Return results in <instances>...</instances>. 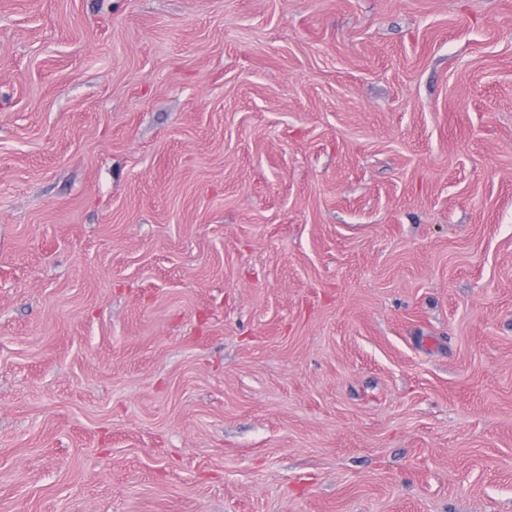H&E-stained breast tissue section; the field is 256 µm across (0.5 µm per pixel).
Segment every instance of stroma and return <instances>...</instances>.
Wrapping results in <instances>:
<instances>
[{
    "label": "stroma",
    "instance_id": "obj_1",
    "mask_svg": "<svg viewBox=\"0 0 512 512\" xmlns=\"http://www.w3.org/2000/svg\"><path fill=\"white\" fill-rule=\"evenodd\" d=\"M0 512H512V0H0Z\"/></svg>",
    "mask_w": 512,
    "mask_h": 512
}]
</instances>
